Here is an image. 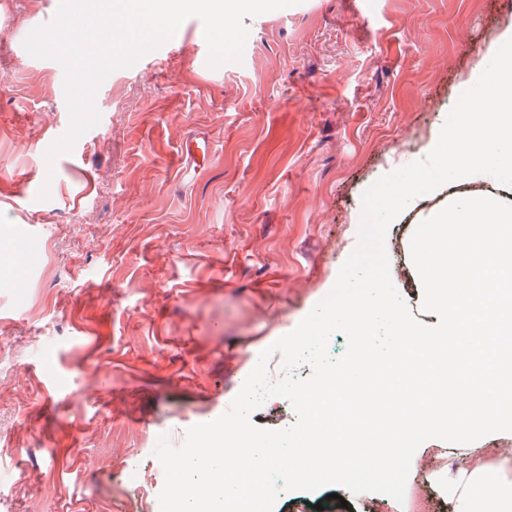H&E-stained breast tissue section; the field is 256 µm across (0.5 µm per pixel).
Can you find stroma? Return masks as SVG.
Wrapping results in <instances>:
<instances>
[{
  "mask_svg": "<svg viewBox=\"0 0 512 512\" xmlns=\"http://www.w3.org/2000/svg\"><path fill=\"white\" fill-rule=\"evenodd\" d=\"M59 0H0V238L30 258L0 277V512H129L132 471L164 486L159 437L226 412L260 353L332 290L362 196L425 157L512 0H301L245 18L242 58L207 64L199 18L96 96L97 126L47 166L69 127L64 71L28 33ZM207 133L199 168L182 153ZM48 199H38L41 186ZM441 186L389 225L390 275L413 316L410 239ZM408 479L447 503L424 468Z\"/></svg>",
  "mask_w": 512,
  "mask_h": 512,
  "instance_id": "stroma-1",
  "label": "stroma"
}]
</instances>
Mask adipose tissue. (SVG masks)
Wrapping results in <instances>:
<instances>
[{"mask_svg": "<svg viewBox=\"0 0 512 512\" xmlns=\"http://www.w3.org/2000/svg\"><path fill=\"white\" fill-rule=\"evenodd\" d=\"M455 512H484L493 501L495 512H512V448H484L464 459L448 484Z\"/></svg>", "mask_w": 512, "mask_h": 512, "instance_id": "obj_1", "label": "adipose tissue"}]
</instances>
